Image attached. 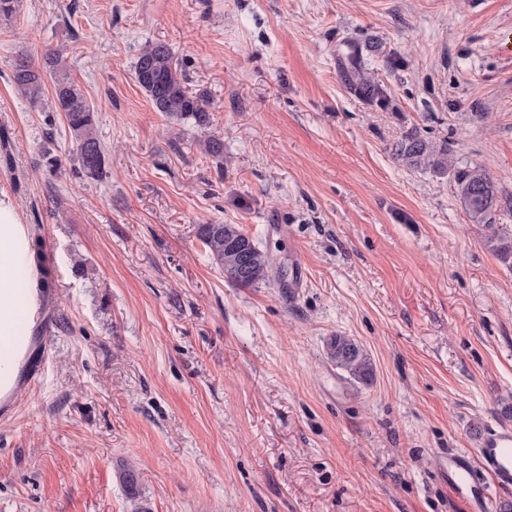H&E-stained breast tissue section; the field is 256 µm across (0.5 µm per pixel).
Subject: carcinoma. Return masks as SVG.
Here are the masks:
<instances>
[{
  "label": "carcinoma",
  "mask_w": 512,
  "mask_h": 512,
  "mask_svg": "<svg viewBox=\"0 0 512 512\" xmlns=\"http://www.w3.org/2000/svg\"><path fill=\"white\" fill-rule=\"evenodd\" d=\"M345 79L359 93L373 99L380 88L365 76L361 62L350 61ZM53 82L52 109L62 113L73 138V162L79 172L91 179L106 174L108 161L98 138L96 112L86 95L69 76L65 59L55 51H47L37 65L26 57L17 59L12 70L16 89L33 103L42 100L45 78ZM135 79L151 101L155 111L175 123L189 122L200 131H207L212 122L208 99L192 92L173 61L169 47L161 42L145 45L135 65ZM395 155L409 169L430 170L441 176L453 175L455 190L470 218L491 230L490 243L500 259L512 263V239L500 236L492 215L496 206V188L487 171L480 167L456 168L448 160V143H437L418 136H407L395 146ZM197 237L222 269L229 282L240 287H254L272 280L273 263L268 252L257 243L240 253L230 241H240L247 233L237 224H200ZM247 270L241 271L242 260ZM328 356L348 376L365 383L372 378L373 367L364 350L352 339L336 335L327 342Z\"/></svg>",
  "instance_id": "obj_1"
}]
</instances>
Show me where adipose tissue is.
<instances>
[{"mask_svg":"<svg viewBox=\"0 0 512 512\" xmlns=\"http://www.w3.org/2000/svg\"><path fill=\"white\" fill-rule=\"evenodd\" d=\"M33 235L15 204L0 195V396L13 390L30 344L36 306L35 280L20 281V268L34 269Z\"/></svg>","mask_w":512,"mask_h":512,"instance_id":"obj_1","label":"adipose tissue"}]
</instances>
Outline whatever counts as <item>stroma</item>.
<instances>
[{
  "label": "stroma",
  "instance_id": "35a3bbf8",
  "mask_svg": "<svg viewBox=\"0 0 512 512\" xmlns=\"http://www.w3.org/2000/svg\"><path fill=\"white\" fill-rule=\"evenodd\" d=\"M148 42L209 98L208 132L154 110ZM48 49L97 110L103 179L74 171L51 94L14 87ZM354 54L382 98L345 83ZM3 127L0 193L51 276L47 370L32 388L23 368L0 416V512H475L442 460L512 428V265L393 146L484 167L512 238V0H21L0 19ZM201 224L240 225L280 282H228ZM337 334L369 383L331 362ZM328 356L350 379L367 383L371 380L373 367L364 350L347 336H332L327 342Z\"/></svg>",
  "mask_w": 512,
  "mask_h": 512
}]
</instances>
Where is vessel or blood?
I'll list each match as a JSON object with an SVG mask.
<instances>
[{"label":"vessel or blood","mask_w":512,"mask_h":512,"mask_svg":"<svg viewBox=\"0 0 512 512\" xmlns=\"http://www.w3.org/2000/svg\"><path fill=\"white\" fill-rule=\"evenodd\" d=\"M479 462L488 475L485 485L476 484L471 476L472 462ZM444 472L452 491L467 502L486 504L492 489L512 487V430L507 428L485 431L474 453L449 454Z\"/></svg>","instance_id":"vessel-or-blood-1"}]
</instances>
